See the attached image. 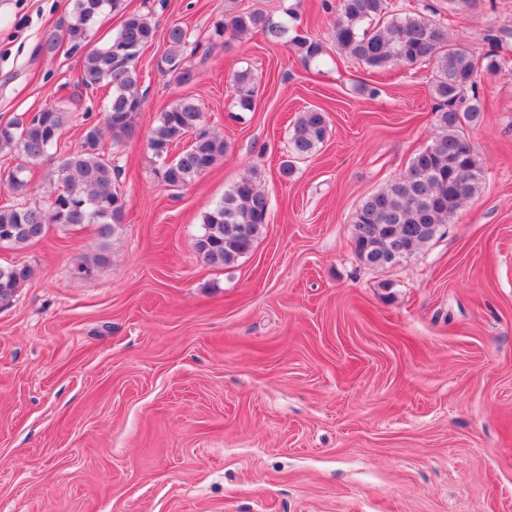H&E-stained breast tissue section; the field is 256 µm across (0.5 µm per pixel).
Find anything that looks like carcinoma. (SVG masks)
<instances>
[{
  "label": "carcinoma",
  "instance_id": "cac0c4a2",
  "mask_svg": "<svg viewBox=\"0 0 512 512\" xmlns=\"http://www.w3.org/2000/svg\"><path fill=\"white\" fill-rule=\"evenodd\" d=\"M121 0H73V19L43 36L46 49L53 50L62 40L81 46L89 42L98 16L110 7L120 9ZM295 13L275 21L261 10L238 8L237 0H225L224 20L215 24L218 34L235 37L260 32L270 42L280 41ZM158 36L149 17L128 14L109 43L89 49L82 58L81 82L90 88H112V96L99 124L87 127L86 140L67 153L48 173L49 184L57 186L49 205L17 203L0 208V247L22 248L42 239L51 224L78 227L98 226V235L110 238L123 223L124 202L114 189L118 167L102 147L104 135L119 144L134 131V119L144 99L139 91L137 69L143 49ZM512 29L489 30V50L478 58L454 42L447 20L433 18L407 9H395L391 0H338L336 18L329 38L337 51L374 71L395 66L412 68L433 66L431 94L438 101L435 135L432 144L417 153L407 170L382 190L368 196L354 215L353 249L357 257L371 266L375 260L391 265L434 238L440 227L449 223L463 203L475 195L482 183V169L475 152L465 139L464 127L482 119L485 107L477 96H467L475 88L484 70L497 72L502 63L498 50ZM168 50L157 63L160 71L173 73L177 83L188 84L195 78L192 69L181 65L187 44V31L171 25L164 33ZM293 51L305 61L319 58L321 41L297 34L289 40ZM239 106L251 109L254 81L250 72L233 78ZM67 121V110L49 105L31 120L0 125V152L14 156L15 166L8 172L7 186L21 198L27 196V172L30 166L50 158ZM203 114L194 103L181 100L161 113L159 124L148 139L149 149L159 166L160 183L171 190L182 189L224 157V139L200 130ZM329 130L327 112L310 108L299 114L293 124L290 146L292 158L283 162L280 172L293 173V159L313 153ZM195 135L193 142L168 160L169 151L184 137ZM269 201L250 177H243L225 194L224 199L203 216L201 233L194 241L200 260L214 267H229L251 250L262 234ZM105 261L102 254L84 257L73 272L80 277L92 275ZM33 274L24 263L0 266V304L9 303Z\"/></svg>",
  "mask_w": 512,
  "mask_h": 512
}]
</instances>
